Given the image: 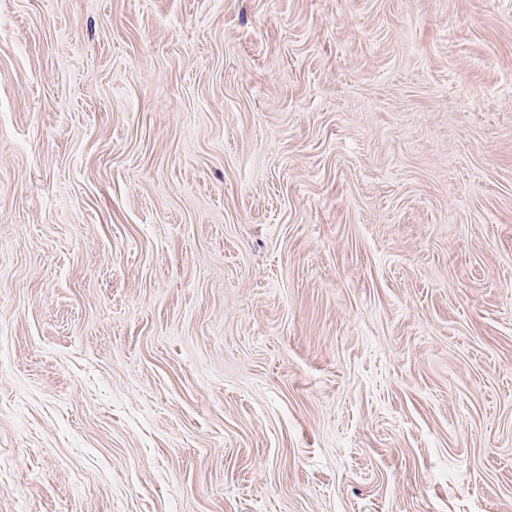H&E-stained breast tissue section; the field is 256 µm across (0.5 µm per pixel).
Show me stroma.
<instances>
[{
  "instance_id": "stroma-1",
  "label": "stroma",
  "mask_w": 512,
  "mask_h": 512,
  "mask_svg": "<svg viewBox=\"0 0 512 512\" xmlns=\"http://www.w3.org/2000/svg\"><path fill=\"white\" fill-rule=\"evenodd\" d=\"M0 512H512V0H0Z\"/></svg>"
}]
</instances>
